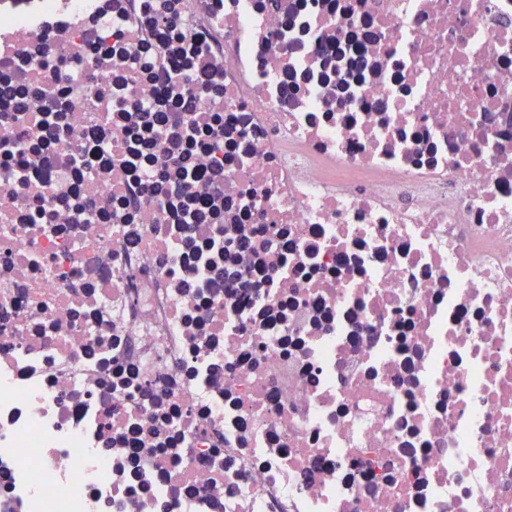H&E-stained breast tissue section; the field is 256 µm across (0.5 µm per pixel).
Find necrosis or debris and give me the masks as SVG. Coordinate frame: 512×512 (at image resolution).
I'll return each mask as SVG.
<instances>
[{"label":"necrosis or debris","mask_w":512,"mask_h":512,"mask_svg":"<svg viewBox=\"0 0 512 512\" xmlns=\"http://www.w3.org/2000/svg\"><path fill=\"white\" fill-rule=\"evenodd\" d=\"M0 512H512V0H0Z\"/></svg>","instance_id":"1"}]
</instances>
